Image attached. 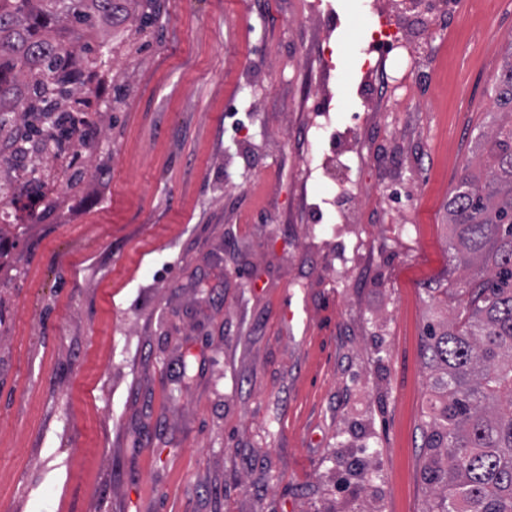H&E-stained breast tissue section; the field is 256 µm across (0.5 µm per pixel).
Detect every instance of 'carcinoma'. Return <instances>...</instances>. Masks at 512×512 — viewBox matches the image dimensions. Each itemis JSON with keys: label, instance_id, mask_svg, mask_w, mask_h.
I'll return each instance as SVG.
<instances>
[{"label": "carcinoma", "instance_id": "carcinoma-1", "mask_svg": "<svg viewBox=\"0 0 512 512\" xmlns=\"http://www.w3.org/2000/svg\"><path fill=\"white\" fill-rule=\"evenodd\" d=\"M127 0H0V139L70 150L72 104L107 70ZM499 123L481 134L448 198L449 249L464 272L436 288L448 322L423 329L435 401L422 425L427 512H512V47Z\"/></svg>", "mask_w": 512, "mask_h": 512}]
</instances>
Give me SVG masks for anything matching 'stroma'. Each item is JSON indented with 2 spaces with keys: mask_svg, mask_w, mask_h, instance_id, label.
<instances>
[{
  "mask_svg": "<svg viewBox=\"0 0 512 512\" xmlns=\"http://www.w3.org/2000/svg\"><path fill=\"white\" fill-rule=\"evenodd\" d=\"M314 8L339 19L347 102L322 118L300 94L319 61L296 16ZM129 10L89 87L103 135L86 175L0 223V512L49 488L56 512H424L422 331L448 316L433 289L461 277L448 197L493 125L512 0L418 24L382 174L374 143L343 158L348 230L321 160L355 123L370 0ZM286 295L307 322L281 323ZM364 446L380 450L365 482L345 466Z\"/></svg>",
  "mask_w": 512,
  "mask_h": 512,
  "instance_id": "stroma-1",
  "label": "stroma"
}]
</instances>
